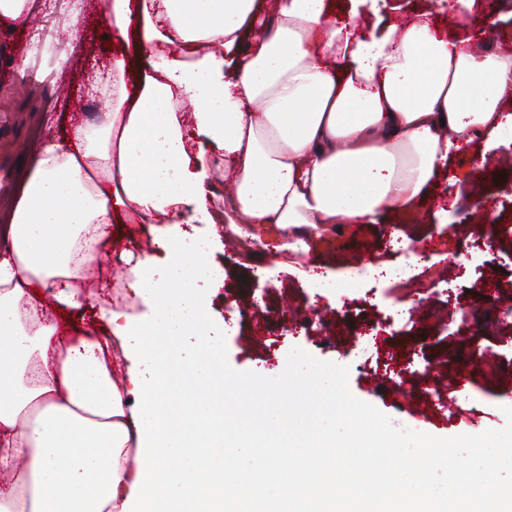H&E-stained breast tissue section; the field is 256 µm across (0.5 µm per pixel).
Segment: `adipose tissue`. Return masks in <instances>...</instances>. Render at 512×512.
<instances>
[{"instance_id":"ef3b65f1","label":"adipose tissue","mask_w":512,"mask_h":512,"mask_svg":"<svg viewBox=\"0 0 512 512\" xmlns=\"http://www.w3.org/2000/svg\"><path fill=\"white\" fill-rule=\"evenodd\" d=\"M352 2L340 23L330 0L268 12L261 0H106L111 30L136 36L109 64L105 119L71 146L42 143L0 253V512H512L511 483L463 464L434 492L423 456L403 466L417 493L408 503L382 459L391 440L356 413L340 444L309 419L288 437L283 411L280 436L245 433L247 463L227 452L224 418L241 407L225 391L224 330L195 291L213 278L214 240L184 230L133 260L148 322L101 310L130 362L124 385L106 361L110 339L59 344L31 301L37 285L79 307L94 231L121 216L273 224L289 239L389 214L425 220L450 157L485 156L512 130V55L424 18L364 32ZM213 149L233 186L224 198ZM186 329L197 338L188 366L174 347ZM179 378L191 385L174 409L163 396Z\"/></svg>"}]
</instances>
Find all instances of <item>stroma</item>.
<instances>
[{
	"mask_svg": "<svg viewBox=\"0 0 512 512\" xmlns=\"http://www.w3.org/2000/svg\"><path fill=\"white\" fill-rule=\"evenodd\" d=\"M27 25L0 27V86L10 94L0 97V115L10 118L12 142L39 143L53 137L68 144L79 112L87 103L104 107L106 96L96 81L112 59V41L103 35L108 23L102 0H81L82 48L60 63L67 37L60 26L63 0H51ZM482 7L463 14L459 0H403L402 18L423 16L459 34L458 23L467 20L484 37L489 48L512 53V40L502 39L483 24L493 13L504 28L512 30V0H480ZM29 57L25 71L11 70L17 57ZM53 78L67 93L47 102L42 81ZM503 147L480 158L463 152L448 163L459 181L440 179L433 190L434 217L426 224L396 218L381 224H347L310 241L308 249L267 255L263 244L253 243L249 256H242L231 243L226 225H198L200 234L215 232L222 242L212 260L222 274L217 287L203 288L211 319L223 323L229 307L246 309L247 317L229 327L219 344L224 373L228 378L252 385L257 369L264 381L276 383L284 365H309L325 374L326 382L310 389L313 405L304 409L318 427L329 434L349 430L347 411L367 417L387 435L399 425L412 427L416 442L438 439L448 444V457L466 458L470 445H478L479 460L473 468L500 482L512 481V467L501 462L496 450L512 444V326L498 318L500 301L512 300V133L504 132ZM407 237L425 249L431 263L419 278L405 283L363 284L364 297L353 310L337 307L327 299L311 301L300 270L331 271L346 279L352 266L376 258L393 264V239ZM154 227L150 224H115L99 249L94 271L86 281L88 295L79 307L61 311L48 289H41L38 307L44 308L69 340L92 332L105 336L108 327L99 318L97 300L104 289L128 281L127 269L111 274L112 258L125 252L150 250ZM467 251L480 287H472L448 263L449 251ZM419 301L409 326L389 333L386 346L394 354L398 377L414 388L409 408H401L390 391L375 385L374 369L359 367L346 351L363 323H378L383 311L397 297ZM305 318L309 330L303 335H284L291 320ZM493 352L500 364L496 378H487L472 358L473 345ZM438 365L435 375L422 374L425 362Z\"/></svg>",
	"mask_w": 512,
	"mask_h": 512,
	"instance_id": "obj_1",
	"label": "stroma"
}]
</instances>
